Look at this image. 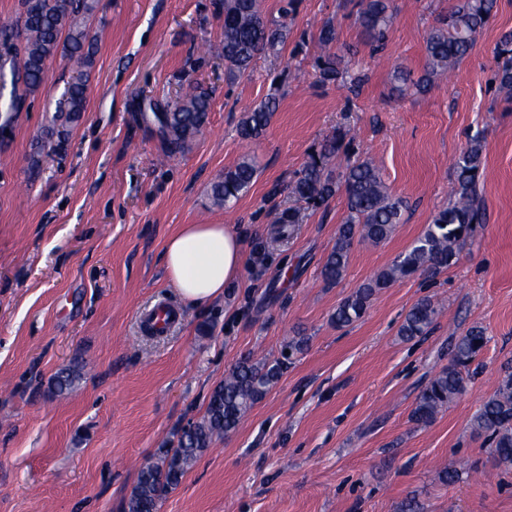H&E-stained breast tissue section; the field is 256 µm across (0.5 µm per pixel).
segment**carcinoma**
<instances>
[{"label":"carcinoma","instance_id":"carcinoma-1","mask_svg":"<svg viewBox=\"0 0 512 512\" xmlns=\"http://www.w3.org/2000/svg\"><path fill=\"white\" fill-rule=\"evenodd\" d=\"M357 21L371 44L383 45L393 18V0H358ZM497 7V0H456L429 31L425 41L426 64L418 77L398 67L392 78L396 90L429 91L435 81L453 69L469 54L476 38ZM90 0H23L20 17V44L3 42L0 49V83L11 76L13 90L9 101L0 102L3 126H8L19 103L43 90L44 73L56 57L69 59L79 68L78 77L67 83L58 101V118L73 123L87 108V77L95 56L94 39L85 24L91 12ZM288 26L265 20L260 0H224V26L217 49L224 58L225 70L243 74L252 69L258 56L284 42ZM324 55L316 61L319 80H341L354 87L362 77L342 67V59L333 51L336 30L330 23L318 33ZM497 69L492 82L512 95V32L502 35L496 50ZM10 74H5V69ZM212 108L210 91L194 80L180 85L175 100L154 104L151 112H162L158 132L164 142L165 155L184 154L207 123ZM276 111V100L268 98L244 113L238 132L244 139L260 137ZM339 151L336 139H329L320 152L311 157L289 184L297 206L274 213L273 224L281 238L291 237L295 225L301 223V209L329 202L337 192L344 193L346 215L336 231L321 275L328 283L342 280L350 252L356 242L378 245L402 223L405 204L386 186L379 167L370 157L358 158L339 174L331 163ZM483 143L470 140L455 162V182L448 206L434 215L432 224L400 254L392 265L379 271L360 285L336 308L333 321L338 327L360 320L376 292L407 278L421 269L434 273L454 265L458 250L470 237L473 227L484 219V205L478 181L482 166ZM258 173L254 159L245 158L234 168L224 171L211 185V201L226 206L252 184ZM437 308L430 299L417 301L400 325L399 335L412 339L423 335L434 323ZM482 329L474 327L454 344L448 366L434 374L417 396L411 419L418 424L430 423L448 408L466 388L469 367L485 344ZM304 341H290L280 356L255 360L250 356L239 361L214 387L202 418L185 429L177 447L166 452L140 470L138 482L127 502V512H155L158 502L175 488L206 452L216 438L237 429L253 406L278 381L288 360L303 349ZM80 377L75 367L63 368L54 377L53 388L62 393L72 388ZM475 432L488 433L494 448L491 453L499 464H512V373L499 382L494 392L482 403L472 423Z\"/></svg>","mask_w":512,"mask_h":512}]
</instances>
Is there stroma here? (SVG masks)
Segmentation results:
<instances>
[{"mask_svg": "<svg viewBox=\"0 0 512 512\" xmlns=\"http://www.w3.org/2000/svg\"><path fill=\"white\" fill-rule=\"evenodd\" d=\"M97 37L87 110L72 124L55 108L73 63L48 64L44 89L0 130V512H126L142 465L176 446L206 411L213 388L242 357L307 345L233 432L217 439L157 512H512V467L497 466L471 422L512 367V97L490 78L512 31V0L466 59L427 93L399 96L391 73L421 72L425 39L448 0H395L388 39L373 51L353 0H262L288 38L246 75L226 80L204 52L224 24L220 0H93ZM336 26L337 54L360 65L357 91L320 82L319 28ZM213 90L208 122L189 152L165 157L149 102L174 98L185 74ZM275 97L256 140L244 112ZM346 156H375L404 221L379 245H354L343 279L320 270L345 215L343 195L306 210L290 240L266 236L271 210L329 137ZM484 142L486 221L455 265L381 290L365 315L331 316L390 266L447 205L453 163ZM252 156L249 192L212 204L214 179ZM183 224H229L248 260L238 286L206 309L185 310L161 336L142 326L156 304L175 305L165 240ZM439 314L426 335L398 334L419 299ZM486 345L465 391L428 425L411 421L428 379L471 326ZM81 378L57 394L52 378ZM456 470L451 481L445 471Z\"/></svg>", "mask_w": 512, "mask_h": 512, "instance_id": "obj_1", "label": "stroma"}]
</instances>
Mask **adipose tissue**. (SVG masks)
I'll use <instances>...</instances> for the list:
<instances>
[{
	"mask_svg": "<svg viewBox=\"0 0 512 512\" xmlns=\"http://www.w3.org/2000/svg\"><path fill=\"white\" fill-rule=\"evenodd\" d=\"M246 259L242 236L226 224L180 225L162 252L168 284L191 308L221 301L240 280Z\"/></svg>",
	"mask_w": 512,
	"mask_h": 512,
	"instance_id": "adipose-tissue-1",
	"label": "adipose tissue"
}]
</instances>
